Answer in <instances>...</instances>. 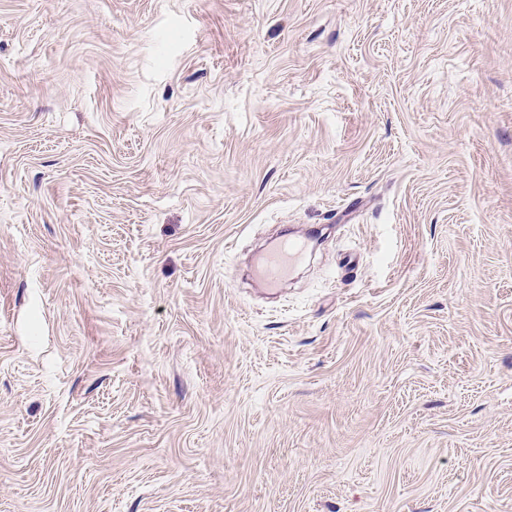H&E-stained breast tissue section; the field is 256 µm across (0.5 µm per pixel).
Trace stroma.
Here are the masks:
<instances>
[{
  "instance_id": "obj_1",
  "label": "stroma",
  "mask_w": 512,
  "mask_h": 512,
  "mask_svg": "<svg viewBox=\"0 0 512 512\" xmlns=\"http://www.w3.org/2000/svg\"><path fill=\"white\" fill-rule=\"evenodd\" d=\"M0 512H512V0H0ZM306 250L305 243L284 239L273 246L254 269V276L268 288H276L288 278Z\"/></svg>"
}]
</instances>
